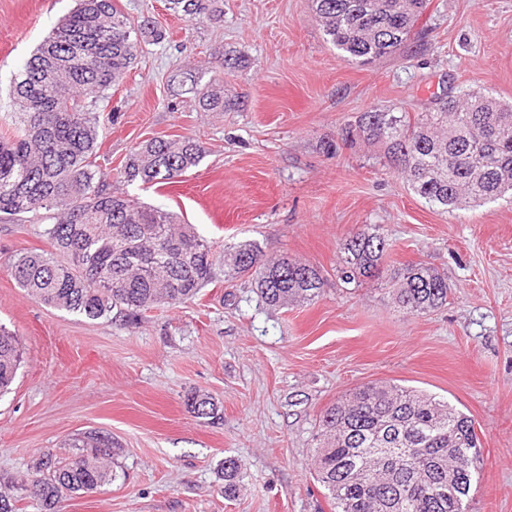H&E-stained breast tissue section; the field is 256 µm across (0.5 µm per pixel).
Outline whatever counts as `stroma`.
<instances>
[{
  "instance_id": "stroma-1",
  "label": "stroma",
  "mask_w": 512,
  "mask_h": 512,
  "mask_svg": "<svg viewBox=\"0 0 512 512\" xmlns=\"http://www.w3.org/2000/svg\"><path fill=\"white\" fill-rule=\"evenodd\" d=\"M77 0H0V107L15 75ZM167 39L99 105L111 115L97 149L108 190L176 213L226 246L257 242L320 267L307 306L266 305L250 282L216 278L178 306L134 325L89 320L28 298L10 274L20 253L43 251L48 212L0 219V326L22 362L0 396V476L28 478L44 453L71 455L91 430L118 443L114 481L68 496L63 512H333L311 474L321 412L349 390L388 381L448 399L475 421L481 456L470 512H512V201L442 212L364 144L326 151L360 113L422 112L449 87L512 104V0H429L400 54L372 65L341 58L312 0H224L222 22L189 21L166 0H118ZM242 66L222 70L228 52ZM223 71L240 106L207 112L175 77L208 84ZM192 137L206 148L182 181L146 187L120 179L142 141ZM377 224L388 268L424 262L448 276V303L399 310L384 280L344 286L342 244ZM200 391L219 425L188 412ZM239 491L225 497L221 463Z\"/></svg>"
}]
</instances>
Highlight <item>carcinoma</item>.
Wrapping results in <instances>:
<instances>
[{
  "label": "carcinoma",
  "instance_id": "carcinoma-1",
  "mask_svg": "<svg viewBox=\"0 0 512 512\" xmlns=\"http://www.w3.org/2000/svg\"><path fill=\"white\" fill-rule=\"evenodd\" d=\"M190 21L218 20L223 0H167ZM429 0H313L328 43L348 61L371 64L406 49ZM150 42L164 30L135 24L116 0H79L15 76L13 111L0 129V214L53 212L50 249L16 257L10 273L42 304L89 320L133 322L160 305L195 299L214 277L213 245L191 224L160 207L107 189L96 165L98 103L132 70L138 33ZM191 82L206 110L239 107L217 88ZM344 146L375 147L415 195L443 211L512 195V105L476 90L445 92L425 112L372 109L341 133ZM203 144L190 137L152 138L129 155L127 182L168 185L198 167ZM390 244L377 224L346 240L336 266L345 285L382 275ZM224 279L249 277L269 306L314 301L321 268L286 255L269 257L256 242L224 247ZM398 307L426 314L448 302V279L419 262L389 277ZM21 363L17 336L0 326V393ZM186 405L208 424L221 406L192 392ZM315 474L334 512H468L480 442L473 420L423 391L368 383L320 415ZM75 456L46 454L29 480L37 512H61L74 493L112 481V437L90 432L73 441ZM224 495L236 493L238 465L221 464Z\"/></svg>",
  "mask_w": 512,
  "mask_h": 512
}]
</instances>
